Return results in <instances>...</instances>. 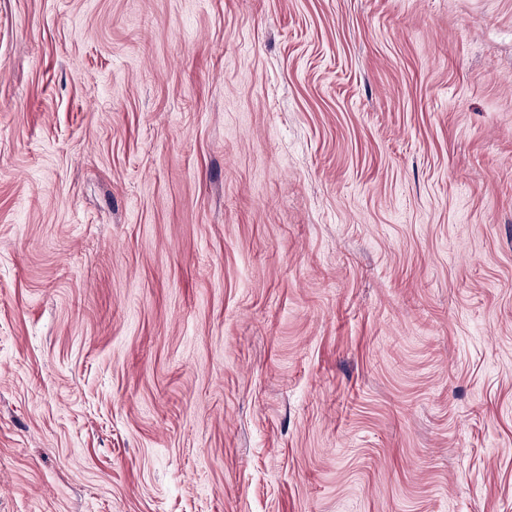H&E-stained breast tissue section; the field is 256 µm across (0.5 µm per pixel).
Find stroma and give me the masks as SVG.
Masks as SVG:
<instances>
[{"label":"stroma","mask_w":512,"mask_h":512,"mask_svg":"<svg viewBox=\"0 0 512 512\" xmlns=\"http://www.w3.org/2000/svg\"><path fill=\"white\" fill-rule=\"evenodd\" d=\"M0 512H512V0H0Z\"/></svg>","instance_id":"35a3bbf8"}]
</instances>
